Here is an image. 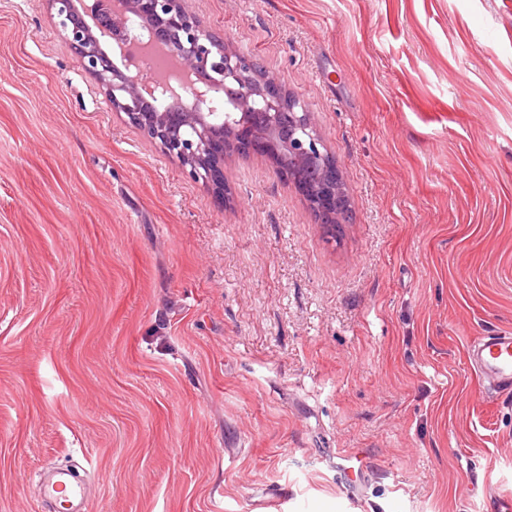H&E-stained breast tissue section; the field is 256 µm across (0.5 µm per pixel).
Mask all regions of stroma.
Here are the masks:
<instances>
[{"label":"stroma","instance_id":"35a3bbf8","mask_svg":"<svg viewBox=\"0 0 512 512\" xmlns=\"http://www.w3.org/2000/svg\"><path fill=\"white\" fill-rule=\"evenodd\" d=\"M304 100L337 240L267 156L217 199L0 0V512H498L512 394V0H186ZM358 455L349 490L340 456ZM469 358L491 395L512 393V332L473 339ZM45 493L48 496L68 498L72 504H75V507H79L82 503L81 488L66 473H60L58 478L47 486Z\"/></svg>","mask_w":512,"mask_h":512}]
</instances>
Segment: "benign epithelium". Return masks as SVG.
<instances>
[{
    "instance_id": "obj_1",
    "label": "benign epithelium",
    "mask_w": 512,
    "mask_h": 512,
    "mask_svg": "<svg viewBox=\"0 0 512 512\" xmlns=\"http://www.w3.org/2000/svg\"><path fill=\"white\" fill-rule=\"evenodd\" d=\"M59 25L67 32L77 61L106 89L112 107L189 174L218 197L227 190L224 159L234 152L268 157L288 156L297 166L319 170L308 186V204L325 234L336 236L337 220L350 207L340 170L331 161L300 99L284 95L273 81L263 84L254 58L212 45L213 35L184 6V0H120V8L105 14L94 3L79 11L74 0H49ZM90 16L89 25L84 16ZM115 41L121 64L102 45ZM174 45L188 68L200 76L173 87L166 80L144 82L125 58L129 43Z\"/></svg>"
}]
</instances>
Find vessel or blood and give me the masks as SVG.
I'll use <instances>...</instances> for the list:
<instances>
[{"label":"vessel or blood","mask_w":512,"mask_h":512,"mask_svg":"<svg viewBox=\"0 0 512 512\" xmlns=\"http://www.w3.org/2000/svg\"><path fill=\"white\" fill-rule=\"evenodd\" d=\"M469 358L490 394L512 393V332L473 339ZM46 493L68 498L75 505L82 502L80 487L65 473L48 485Z\"/></svg>","instance_id":"1"}]
</instances>
